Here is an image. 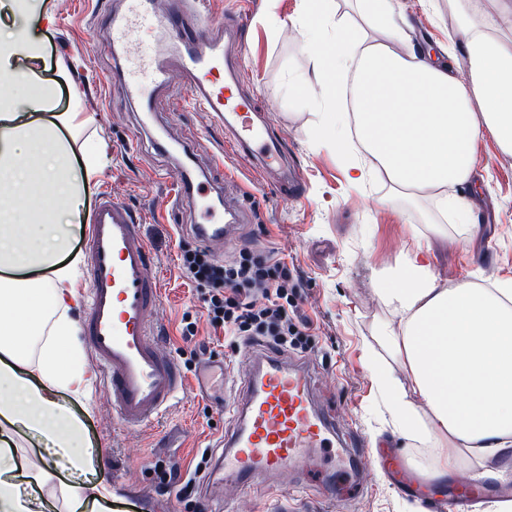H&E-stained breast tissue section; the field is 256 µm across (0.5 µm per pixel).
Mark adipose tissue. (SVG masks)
Here are the masks:
<instances>
[{
  "label": "adipose tissue",
  "instance_id": "obj_1",
  "mask_svg": "<svg viewBox=\"0 0 512 512\" xmlns=\"http://www.w3.org/2000/svg\"><path fill=\"white\" fill-rule=\"evenodd\" d=\"M304 2L301 17L268 19L306 51V72L288 74L289 96L319 112L351 187L375 175L391 191L381 206L396 198L435 205L424 230H412L395 261L375 271L382 315L364 366L400 437L434 448L431 480L504 478L512 470V277L489 287L442 278L421 233L444 238L454 225L474 237L476 143L491 135L512 157V0H433L435 17L456 18L443 63L417 49L399 0H355L353 19L337 15L334 0ZM11 8L27 22L0 29V512H42L45 495L65 512H97L108 485L58 481L47 460L80 469L91 456L69 407L87 400L90 383L72 318L80 259L70 243L107 146L76 154L79 113L45 122L55 87L37 76L36 32L53 17L29 0ZM20 79L29 83L21 105ZM27 435L45 455L21 453Z\"/></svg>",
  "mask_w": 512,
  "mask_h": 512
}]
</instances>
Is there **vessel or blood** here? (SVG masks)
I'll return each mask as SVG.
<instances>
[{"label": "vessel or blood", "mask_w": 512, "mask_h": 512, "mask_svg": "<svg viewBox=\"0 0 512 512\" xmlns=\"http://www.w3.org/2000/svg\"><path fill=\"white\" fill-rule=\"evenodd\" d=\"M126 12L112 21V42L132 46L142 28L157 40L126 58L119 91L123 100L151 109L147 86L161 87L173 74L187 82V99H171L177 112L190 101L222 126L233 154L255 162L261 173L279 176L280 193L302 194L303 184L288 173V150L260 120L256 99L239 90L234 63L224 54V23L204 15L199 0H169L165 9L148 0H127ZM201 183L186 182L168 200V209L194 206ZM245 210L239 196L224 201L223 215L205 210L195 232L210 242H237ZM143 219L127 204L100 192L86 226L88 306L81 329L99 371L112 413L127 428L153 423L186 390L178 361L157 333L154 315L162 301L160 278L142 231ZM308 362L255 348L247 372L224 368V412L231 425L220 441L222 479L242 489L258 479L312 468L318 452L339 448L349 472L371 454L362 436L340 429L336 414L318 404Z\"/></svg>", "instance_id": "obj_1"}]
</instances>
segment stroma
I'll return each instance as SVG.
<instances>
[{
  "instance_id": "stroma-1",
  "label": "stroma",
  "mask_w": 512,
  "mask_h": 512,
  "mask_svg": "<svg viewBox=\"0 0 512 512\" xmlns=\"http://www.w3.org/2000/svg\"><path fill=\"white\" fill-rule=\"evenodd\" d=\"M421 47L445 41L447 30L429 9L428 0H403ZM55 16L41 34L44 60L39 75L54 82L57 92L45 117L73 110L89 124L79 142L104 141L109 160L91 181L85 210H92L99 190H107L144 215V234L151 247L163 290L156 315L157 328L166 335L171 352L184 348L186 323L197 326V338L208 351L198 358L208 375L204 390L178 397L157 421L138 430L123 428L98 380H91L86 406L74 411L92 442L85 481H107L115 512H184L175 492L158 491L155 462L181 468L195 466L202 453L218 457V443L228 426L219 404L223 380L216 371L231 360L237 372L246 365L238 348L214 334L207 320L202 294L180 273V243L192 241L190 225L203 216L182 210L175 222L159 215L158 206L185 171L205 170L210 181L233 175L247 190L246 221L242 240L258 239L288 264L307 284L302 311L317 334L310 352L320 397L334 403L344 427L362 432L370 443L398 451L401 440L388 415L378 404L377 386L364 367V346L373 334L381 310L370 293L374 269L394 260L401 240L420 225L419 212L400 215L380 209L377 200L387 189L378 182L366 185L365 198L346 182L331 140L320 131L314 112L289 102L284 83L289 71L304 68L300 44L278 37L266 25L274 14L282 19L297 15L301 0H200L208 16L237 25L240 33V91L264 107L272 128L288 146L290 166L306 186L303 197H280L272 182L241 166L225 146L223 130L213 127L204 112H173L169 98L183 93L180 79L152 93L155 107L143 118L138 104L121 99L115 86L125 50L112 46V16L124 0H39ZM81 90L72 102L69 84ZM482 177L479 198L496 207L493 222L482 223L467 241L426 235L433 267L442 277L471 278L489 284L512 277V157L500 154L491 136L477 144ZM389 471L363 472L360 482L348 485L336 501L321 502L314 481L302 491L306 512H413L425 497V480L396 489ZM230 500L235 512H259L268 498L265 484L247 492L224 486L218 497L201 488L200 512H216V498Z\"/></svg>"
}]
</instances>
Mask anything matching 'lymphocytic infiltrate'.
<instances>
[{
  "label": "lymphocytic infiltrate",
  "instance_id": "lymphocytic-infiltrate-1",
  "mask_svg": "<svg viewBox=\"0 0 512 512\" xmlns=\"http://www.w3.org/2000/svg\"><path fill=\"white\" fill-rule=\"evenodd\" d=\"M183 276L205 291L204 303L213 329L223 330L236 344L266 345L282 351H310L313 336L300 303L304 280L273 252L251 245L224 260H217L203 239H194L181 254ZM195 470L156 463L158 486L175 490L185 512H193L198 495Z\"/></svg>",
  "mask_w": 512,
  "mask_h": 512
}]
</instances>
